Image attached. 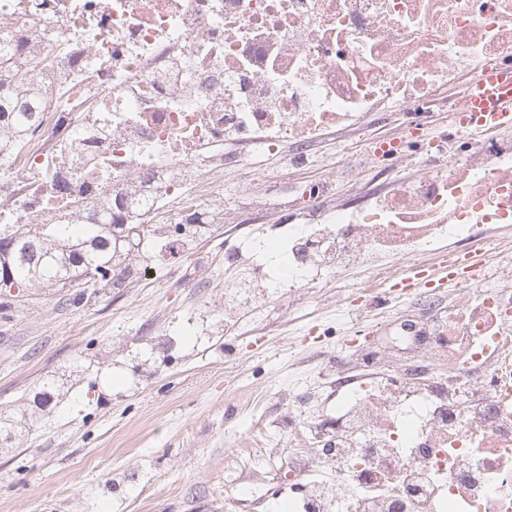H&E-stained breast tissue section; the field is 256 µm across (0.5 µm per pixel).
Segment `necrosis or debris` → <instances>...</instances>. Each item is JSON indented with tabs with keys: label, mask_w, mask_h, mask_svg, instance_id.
Instances as JSON below:
<instances>
[{
	"label": "necrosis or debris",
	"mask_w": 512,
	"mask_h": 512,
	"mask_svg": "<svg viewBox=\"0 0 512 512\" xmlns=\"http://www.w3.org/2000/svg\"><path fill=\"white\" fill-rule=\"evenodd\" d=\"M0 19L31 51L72 53L43 70L49 109L97 99L83 137L62 148L40 124L27 182L5 224H42L112 190L118 224L160 210L186 185L219 198L214 173L252 151L308 162L314 145L389 112L399 138L370 147L378 171L417 168L363 203L331 200L288 223L287 270L257 257L224 304L300 299L340 274L396 260L425 266L445 245L511 251L512 127L429 135L428 112H464L485 68L512 58V0H38ZM66 176L67 193L52 192ZM429 333L434 376L340 377L310 420L289 393L288 441L311 460L288 512H512V267L481 269Z\"/></svg>",
	"instance_id": "necrosis-or-debris-1"
}]
</instances>
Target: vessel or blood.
I'll return each instance as SVG.
<instances>
[{"label": "vessel or blood", "instance_id": "1", "mask_svg": "<svg viewBox=\"0 0 512 512\" xmlns=\"http://www.w3.org/2000/svg\"><path fill=\"white\" fill-rule=\"evenodd\" d=\"M484 91L476 96L466 113L460 118L462 128L468 132L485 135L512 124V63L486 71ZM465 275L459 263L446 261L434 269H412L399 281L402 291L431 284L441 287L446 283H463Z\"/></svg>", "mask_w": 512, "mask_h": 512}]
</instances>
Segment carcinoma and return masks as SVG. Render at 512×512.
Masks as SVG:
<instances>
[{
    "mask_svg": "<svg viewBox=\"0 0 512 512\" xmlns=\"http://www.w3.org/2000/svg\"><path fill=\"white\" fill-rule=\"evenodd\" d=\"M0 31V160H13L26 150L28 133L35 127L47 93L28 83L31 73L43 70L45 57L23 53L21 44L5 46ZM161 228L144 214L135 224H116L112 216V192L50 224L0 225V289H17L23 298L31 288L59 294L75 284L101 291L122 288L137 274L139 246L146 237H158ZM59 387L52 379L34 389L33 405L46 411ZM26 416L0 421V440H13L31 430Z\"/></svg>",
    "mask_w": 512,
    "mask_h": 512,
    "instance_id": "carcinoma-1",
    "label": "carcinoma"
}]
</instances>
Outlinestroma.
<instances>
[{
  "instance_id": "obj_1",
  "label": "stroma",
  "mask_w": 512,
  "mask_h": 512,
  "mask_svg": "<svg viewBox=\"0 0 512 512\" xmlns=\"http://www.w3.org/2000/svg\"><path fill=\"white\" fill-rule=\"evenodd\" d=\"M399 134L393 117L336 132L300 168L244 158L225 173L221 199L236 223L190 238L177 258L143 248L125 287L77 286L67 307L35 288L22 299L1 291L0 413L18 412L47 377L64 395L0 453V512H227L254 474L255 512H280L296 460L287 432L272 425L285 410L278 392L323 399L362 359L413 362L421 351L397 347L395 324L447 315L462 290L443 288L426 316L415 290L368 303L361 318L327 292L298 303L282 296L228 323L224 250L255 233L275 245L263 216L293 218L310 189L359 199L380 177L366 165L350 174L347 157Z\"/></svg>"
}]
</instances>
